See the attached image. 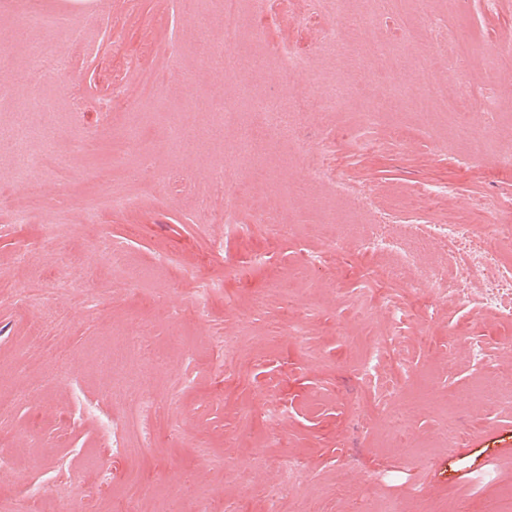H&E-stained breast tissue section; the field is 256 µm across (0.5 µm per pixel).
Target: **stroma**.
Segmentation results:
<instances>
[{
  "mask_svg": "<svg viewBox=\"0 0 512 512\" xmlns=\"http://www.w3.org/2000/svg\"><path fill=\"white\" fill-rule=\"evenodd\" d=\"M27 3L0 0V130L10 129L27 93L20 75L33 67L12 35ZM40 3L68 18L35 34L63 48L68 66L42 84L52 112L35 123L51 126V142L36 134L0 150V200L29 189L64 209L15 224L0 207V396L12 402L0 417V449L16 459L0 466V502L17 512H79L85 498L102 512H196L201 502L209 512H267L287 456L304 475L285 503L290 512H383L391 503L406 512H512V405L482 396L493 377L512 379V318L398 287L388 274L392 259L363 251L349 230L378 211L396 225L471 223L476 216L464 200L472 193L512 199V168L498 160L501 148H512V74L497 72L487 54L492 44L512 42V0L490 11L484 0H428L434 15L477 44L471 80L501 94L487 155L467 157L453 137L436 148L426 119L404 107L376 124L377 148H359L348 131L367 101L353 94L337 111H313L304 122L307 140L329 145L330 171L320 180L307 177L286 142L238 163L241 229L231 233L209 223L198 191L239 135L219 130L204 106L246 91L294 100L311 85L335 87L346 68L321 42L326 14L306 10L304 0L246 5L241 50L254 65L228 85L202 62V40L220 39L206 0L191 13L182 0ZM288 49L308 69L285 73L280 53ZM184 72L197 76L190 94L198 109L189 114ZM148 77L162 102L144 96ZM183 115L193 126L189 151L164 138L168 122ZM134 123L167 174L164 184L138 178V157L128 155L116 176L134 206L88 214L104 194L95 171ZM400 126L413 128L414 140L393 139ZM82 142L88 150H79ZM47 146L70 155V167L48 162L19 181L24 158ZM340 181L365 193L366 207L337 197ZM443 185L454 198L417 203L419 189ZM256 197L281 205L288 233L257 223ZM327 206L335 223L322 221ZM112 249L128 254L138 281L113 270ZM310 251L323 255L313 268L303 263ZM164 254L176 269H159ZM187 270L220 284L205 319L191 310ZM24 288L39 298L45 319L29 316ZM391 297L400 312L388 311ZM297 326L303 339L292 334ZM144 328L146 343L165 352L166 370L150 371L124 352L126 339ZM396 329L399 351L363 375L372 340ZM224 334L241 339L239 364L227 374L224 349L213 342ZM144 376L163 415L141 449L135 397L113 382ZM387 394L407 407L406 432L394 443L386 436ZM270 408L282 412L273 426ZM189 439L223 456V469L204 464Z\"/></svg>",
  "mask_w": 512,
  "mask_h": 512,
  "instance_id": "obj_1",
  "label": "stroma"
}]
</instances>
